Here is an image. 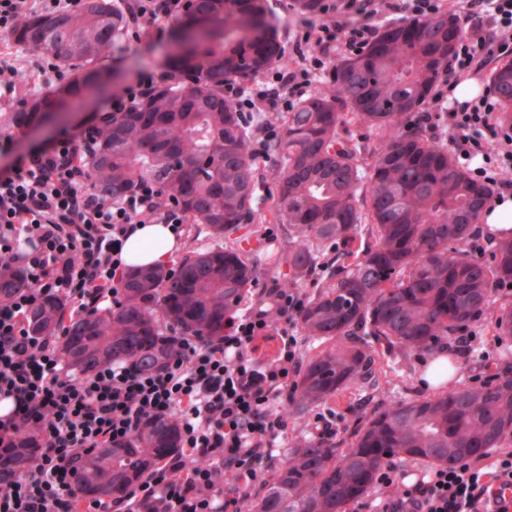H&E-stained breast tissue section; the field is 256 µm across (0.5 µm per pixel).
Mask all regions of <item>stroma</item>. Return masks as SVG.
<instances>
[{
  "instance_id": "35a3bbf8",
  "label": "stroma",
  "mask_w": 512,
  "mask_h": 512,
  "mask_svg": "<svg viewBox=\"0 0 512 512\" xmlns=\"http://www.w3.org/2000/svg\"><path fill=\"white\" fill-rule=\"evenodd\" d=\"M167 39H157L147 35L137 37L126 36L114 44L109 57L102 61L107 75H125L133 73L142 76L152 72L156 61L167 49ZM0 49L15 51L20 71L26 74L25 85L16 89L8 105L12 108L21 107L31 94L49 91V84L31 63L32 52L16 49L10 38H0ZM106 104L105 98H98L88 104L70 106L64 118L44 125L33 124L27 127L25 133H0V174L7 172L21 157L29 152L52 146L61 132L80 133L90 127L98 112ZM275 183L266 180L259 194L256 205L255 232L252 235L238 236L237 244L249 252L256 267V277L250 289V298H257L261 289L270 287L272 283L283 279L279 270L270 266L268 254L282 244L284 227L272 221L270 210L273 204ZM511 299L502 295H494L490 305L471 322L470 328L476 336L475 345L482 350V357L462 356L456 358V383H471L474 375L497 369L512 370V339L499 338L495 327V312L498 307L508 304ZM438 354L437 348L412 354L407 360L382 357L376 368V376L380 382V394L367 395L366 392L352 388L329 401L328 409L336 413V440L350 442L354 429L359 426L366 416L380 405L381 394L396 397L426 398L433 396V389L423 388L422 375L431 360Z\"/></svg>"
}]
</instances>
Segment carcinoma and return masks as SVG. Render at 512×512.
Listing matches in <instances>:
<instances>
[{
    "label": "carcinoma",
    "mask_w": 512,
    "mask_h": 512,
    "mask_svg": "<svg viewBox=\"0 0 512 512\" xmlns=\"http://www.w3.org/2000/svg\"><path fill=\"white\" fill-rule=\"evenodd\" d=\"M324 0H294L306 19ZM269 0H192L172 32L195 43L163 62V76L123 112H106L86 157L92 190L121 198L143 181L158 184L188 220L206 225L218 244L186 254L176 269L129 272L113 307L66 314L47 298L27 316L33 336L58 337L78 378L109 361L155 370L176 351V336H219L224 319L248 296L256 269L248 253L219 241L251 225L264 183L250 148L251 126L224 98L231 78L252 79L288 56L274 32ZM132 26L121 0H81L74 12L34 15L11 38L70 72L52 93L0 111V130H21L50 108L81 101L99 82L98 62ZM461 34L442 13L386 27L363 51L336 62L320 87L279 118L266 161L275 175L272 214L285 226L283 287L319 276L298 324L325 348L302 364L284 415L309 416L352 386L379 388L376 355L402 359L454 335L486 308L499 283H512V240L489 262L465 250L490 189L454 161L441 136L412 127L431 97ZM501 122L512 125V60L490 72ZM353 117L376 135L350 136ZM376 242L353 254L365 222ZM334 252L323 261L325 250ZM25 286L0 268V295ZM497 334L512 336V305L499 309ZM512 441V373L459 385L434 398H404L371 411L349 447L313 440L287 449L249 512H346L378 469L411 458L444 466ZM40 448L36 438L0 447V463L20 473ZM180 448L175 418L146 422L129 439L89 452L78 469L83 495L117 498Z\"/></svg>",
    "instance_id": "obj_1"
}]
</instances>
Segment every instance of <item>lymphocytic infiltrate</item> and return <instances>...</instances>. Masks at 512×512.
Returning <instances> with one entry per match:
<instances>
[{
    "mask_svg": "<svg viewBox=\"0 0 512 512\" xmlns=\"http://www.w3.org/2000/svg\"><path fill=\"white\" fill-rule=\"evenodd\" d=\"M462 36L448 70L475 74L512 58V0H461ZM80 0H0V33L34 14L77 9ZM186 0H129L136 31L163 36ZM361 18L321 23L299 41L317 56L298 54L295 67L278 71L256 92L235 81L224 96L240 111L287 108L331 68L332 52L366 47L380 25L376 0H362ZM446 122L448 146L472 163L471 175L493 197L512 191V126H502L494 92L440 110L418 112V127ZM94 131L61 137L32 152L0 178V265L20 271L24 289L0 300V446L38 436L43 446L18 477L0 478V512H243L263 488L275 443L288 427L281 412L301 366L294 330L305 305L293 288L262 289L256 302L228 316L224 333L208 341L178 340L164 367L137 370L120 362L78 380L60 359L51 336L30 335L27 315L42 297L66 301L70 312L115 302L126 274L122 249L141 216L182 231L186 219L158 185L143 182L115 200L89 188L85 154ZM278 331L270 361L257 358L258 340ZM175 417L179 451L153 468L126 495L84 499L76 471L91 450L134 434L148 419ZM512 450L502 448L411 480L393 466L377 471L363 512H512Z\"/></svg>",
    "mask_w": 512,
    "mask_h": 512,
    "instance_id": "obj_1",
    "label": "lymphocytic infiltrate"
}]
</instances>
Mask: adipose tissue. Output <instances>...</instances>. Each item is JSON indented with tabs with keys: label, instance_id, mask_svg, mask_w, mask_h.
Wrapping results in <instances>:
<instances>
[{
	"label": "adipose tissue",
	"instance_id": "obj_1",
	"mask_svg": "<svg viewBox=\"0 0 512 512\" xmlns=\"http://www.w3.org/2000/svg\"><path fill=\"white\" fill-rule=\"evenodd\" d=\"M180 245L169 225L140 224L124 244L123 263L129 269L157 268L168 264Z\"/></svg>",
	"mask_w": 512,
	"mask_h": 512
}]
</instances>
